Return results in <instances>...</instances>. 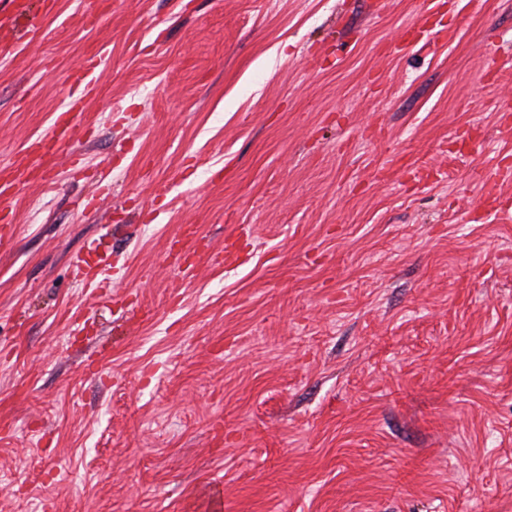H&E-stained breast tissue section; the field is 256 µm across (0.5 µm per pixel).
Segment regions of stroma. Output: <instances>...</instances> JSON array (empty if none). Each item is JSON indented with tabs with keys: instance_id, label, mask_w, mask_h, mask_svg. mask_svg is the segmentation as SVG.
Returning a JSON list of instances; mask_svg holds the SVG:
<instances>
[{
	"instance_id": "stroma-1",
	"label": "stroma",
	"mask_w": 512,
	"mask_h": 512,
	"mask_svg": "<svg viewBox=\"0 0 512 512\" xmlns=\"http://www.w3.org/2000/svg\"><path fill=\"white\" fill-rule=\"evenodd\" d=\"M427 2L56 0L0 54L5 162L108 58L85 173L0 247V512H512V177L477 178L512 157V0L404 40ZM103 63V57L98 52L83 57L82 67L78 74H69L68 78L71 83L84 84L86 90H91L95 81V74ZM99 244H93L82 255L76 257L73 261V267L77 273L82 275L86 280H99L100 288H109L104 285L107 281L111 280L112 263L107 259L100 258L94 266L89 264L84 255H89L99 249Z\"/></svg>"
}]
</instances>
